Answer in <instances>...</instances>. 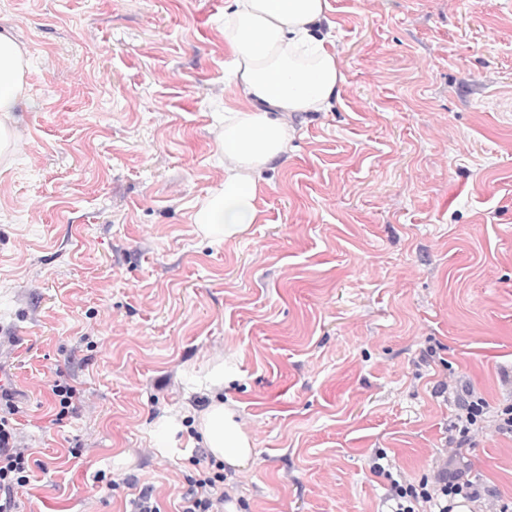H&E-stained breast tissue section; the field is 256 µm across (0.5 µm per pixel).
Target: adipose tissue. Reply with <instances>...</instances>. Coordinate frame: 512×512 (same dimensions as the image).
Masks as SVG:
<instances>
[{
    "instance_id": "ef3b65f1",
    "label": "adipose tissue",
    "mask_w": 512,
    "mask_h": 512,
    "mask_svg": "<svg viewBox=\"0 0 512 512\" xmlns=\"http://www.w3.org/2000/svg\"><path fill=\"white\" fill-rule=\"evenodd\" d=\"M327 0H233L224 42L232 57L241 109L228 111L217 135L224 181L195 213L205 237L243 233L258 217L255 200L263 172L288 152V113L326 107L344 76L331 33H318ZM27 53L10 29L0 28V158L9 157L18 131L15 113L25 98ZM198 430L209 453L229 466L246 464L254 450L235 412L212 401Z\"/></svg>"
}]
</instances>
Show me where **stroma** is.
<instances>
[{
	"label": "stroma",
	"mask_w": 512,
	"mask_h": 512,
	"mask_svg": "<svg viewBox=\"0 0 512 512\" xmlns=\"http://www.w3.org/2000/svg\"><path fill=\"white\" fill-rule=\"evenodd\" d=\"M230 4L0 0L29 58L0 173L20 512H130L145 488L177 512L215 399L254 448L224 512H380L377 448L414 481L465 468L499 512L512 438L446 446L463 388L512 400V0H328L339 95L289 117L256 223L216 243L194 215L224 180Z\"/></svg>",
	"instance_id": "35a3bbf8"
}]
</instances>
